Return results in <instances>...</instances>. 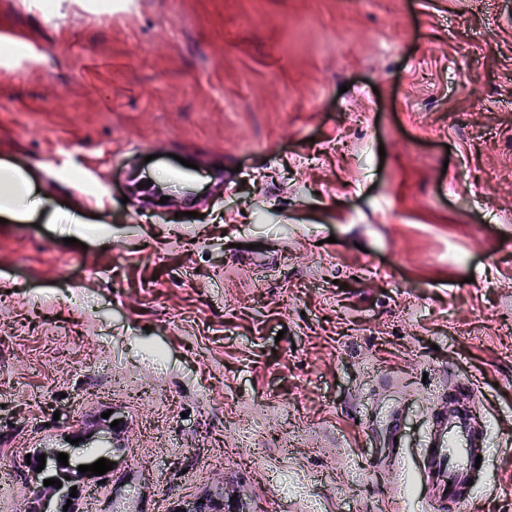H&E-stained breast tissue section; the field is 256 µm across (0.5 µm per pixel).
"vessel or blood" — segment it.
I'll list each match as a JSON object with an SVG mask.
<instances>
[{"label": "vessel or blood", "mask_w": 512, "mask_h": 512, "mask_svg": "<svg viewBox=\"0 0 512 512\" xmlns=\"http://www.w3.org/2000/svg\"><path fill=\"white\" fill-rule=\"evenodd\" d=\"M486 452L484 433L469 410H439L421 455L426 499L439 512H463L472 501L470 484L479 474L476 458Z\"/></svg>", "instance_id": "vessel-or-blood-1"}]
</instances>
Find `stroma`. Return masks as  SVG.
I'll use <instances>...</instances> for the list:
<instances>
[{"label":"stroma","instance_id":"stroma-1","mask_svg":"<svg viewBox=\"0 0 512 512\" xmlns=\"http://www.w3.org/2000/svg\"><path fill=\"white\" fill-rule=\"evenodd\" d=\"M1 41L45 210L0 223V512L106 411L78 512H432L468 378V512H512V0H0ZM181 158L179 218L131 181ZM482 455L476 469V456ZM482 429L474 426L469 409H450L445 405L438 411L427 444L421 455L420 469L426 492L425 499L446 512H460L472 502L476 477L482 473L487 460ZM451 485L447 486V482ZM473 485L467 486V483ZM215 506V509L207 508V505ZM223 512L224 511V491L220 487L210 490L204 496L197 498L195 501L185 506L175 508L174 512Z\"/></svg>","mask_w":512,"mask_h":512}]
</instances>
